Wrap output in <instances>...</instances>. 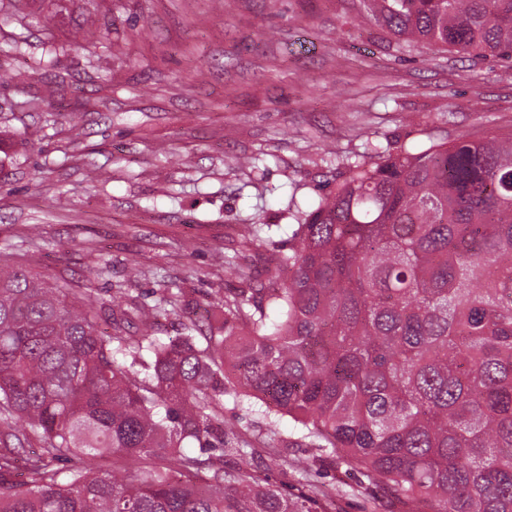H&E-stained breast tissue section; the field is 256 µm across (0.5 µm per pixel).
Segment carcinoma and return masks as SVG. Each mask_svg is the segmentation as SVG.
Here are the masks:
<instances>
[{
  "instance_id": "cac0c4a2",
  "label": "carcinoma",
  "mask_w": 512,
  "mask_h": 512,
  "mask_svg": "<svg viewBox=\"0 0 512 512\" xmlns=\"http://www.w3.org/2000/svg\"><path fill=\"white\" fill-rule=\"evenodd\" d=\"M364 2L408 48L512 63V0ZM32 4L59 0L0 16L25 30ZM342 164L312 209L288 204L294 243L268 257L282 287L255 282L247 224L224 257L242 286L178 336L154 333L185 308L175 284L153 305L127 288L81 303L0 252V512H318V486L288 496L257 474L227 398L258 406L269 469L307 472L277 437L287 418L403 512H512V133L370 143ZM85 457L105 464L55 467Z\"/></svg>"
}]
</instances>
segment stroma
Listing matches in <instances>:
<instances>
[{"label":"stroma","instance_id":"obj_1","mask_svg":"<svg viewBox=\"0 0 512 512\" xmlns=\"http://www.w3.org/2000/svg\"><path fill=\"white\" fill-rule=\"evenodd\" d=\"M362 0H96L52 34L31 24L18 58L30 72L0 84V246L33 273L107 297L128 284L152 305L169 284L200 304L237 287L214 265L242 225L262 241L248 259L263 287L266 255L288 250L289 201L311 209L333 188V157L422 132H512L504 62L401 47L358 24ZM63 44L37 69L47 37ZM141 275L128 281V266ZM312 462L336 488L334 512H392L383 489L340 462Z\"/></svg>","mask_w":512,"mask_h":512}]
</instances>
